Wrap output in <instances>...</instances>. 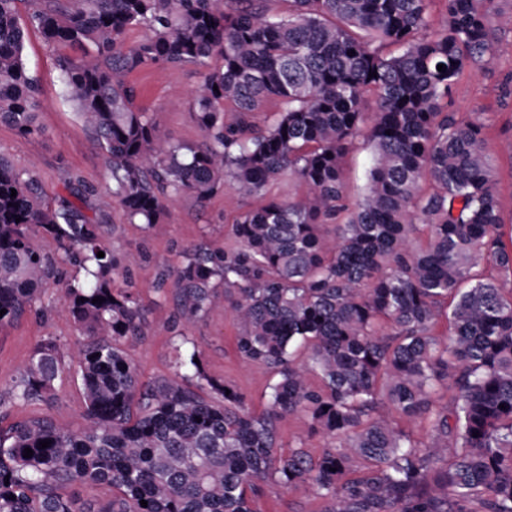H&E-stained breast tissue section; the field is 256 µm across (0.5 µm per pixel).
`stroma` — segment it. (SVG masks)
Here are the masks:
<instances>
[{
  "label": "stroma",
  "instance_id": "35a3bbf8",
  "mask_svg": "<svg viewBox=\"0 0 512 512\" xmlns=\"http://www.w3.org/2000/svg\"><path fill=\"white\" fill-rule=\"evenodd\" d=\"M76 55V50L68 47L48 46L37 30H29L25 56L39 85L38 121L43 132L24 137L0 125V154L12 160L18 170L37 173L49 202L62 191L69 176H81L95 189L94 203L102 211L105 224L114 228L107 237L110 249L118 255L146 249L148 259L133 268L132 277L148 311L151 331L144 340L131 344L129 351L143 377H170L174 374L178 339L167 329L171 304L157 302L153 291L157 267L176 262L179 250L201 238L224 242L234 218L255 208L258 201L239 194L227 183L203 205L188 196L168 201L165 215L151 229L129 223L106 192L107 158L89 136L64 89L58 60ZM130 80L140 90L138 105L149 112L160 138L201 142L202 134L193 116V99L202 80L199 66L147 68L132 73ZM447 104L449 111L471 114L486 125L504 217L502 238L512 240V32L501 34L491 65L465 71L459 77ZM184 332L199 345L212 375L240 389L255 411L267 407L274 377L263 366L239 358L235 342L240 329L227 307H213L203 320L186 326ZM48 336L57 338L64 353H72L76 347L79 335L62 303H53L44 314L29 315L18 324L0 328V406L11 417L27 412L26 407L12 402L8 394L11 380L23 370L35 345ZM279 444L285 453L300 448L315 454L329 441L311 432L305 419L290 415L279 423ZM323 508L314 489H289L275 478L263 483L254 502L255 512H322Z\"/></svg>",
  "mask_w": 512,
  "mask_h": 512
}]
</instances>
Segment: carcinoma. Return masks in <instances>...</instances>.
Returning <instances> with one entry per match:
<instances>
[{
  "label": "carcinoma",
  "mask_w": 512,
  "mask_h": 512,
  "mask_svg": "<svg viewBox=\"0 0 512 512\" xmlns=\"http://www.w3.org/2000/svg\"><path fill=\"white\" fill-rule=\"evenodd\" d=\"M266 2L0 0V123L42 133L28 30L82 49L59 59L63 82L130 223L150 228L168 199L203 205L226 182L262 200L230 225L233 245L182 249L154 290L172 300L178 336L224 297L240 357L278 376L260 413L194 362V343L173 377L143 380L125 349L149 331L131 277L143 252L116 258L79 178L50 204L36 174L0 155V327L44 312L61 262L86 273L62 295L81 336L80 422L39 412L0 429V512H254L272 476L315 488L324 512H512V247L486 125L442 107L465 70L493 61L512 13L440 0L435 29L434 0H283L277 13ZM133 27L144 36L127 46ZM183 64L203 68L198 144L161 140L126 81ZM270 100L286 108L259 126ZM360 141L372 165L353 198L344 160ZM285 173L305 193L266 198ZM35 235L57 251L35 247ZM66 373L49 336L10 393L47 404ZM447 381L456 394L439 407L433 392ZM286 415L331 445L279 453ZM421 420L431 433L415 440L404 425ZM100 488L112 498L81 502Z\"/></svg>",
  "instance_id": "carcinoma-1"
}]
</instances>
